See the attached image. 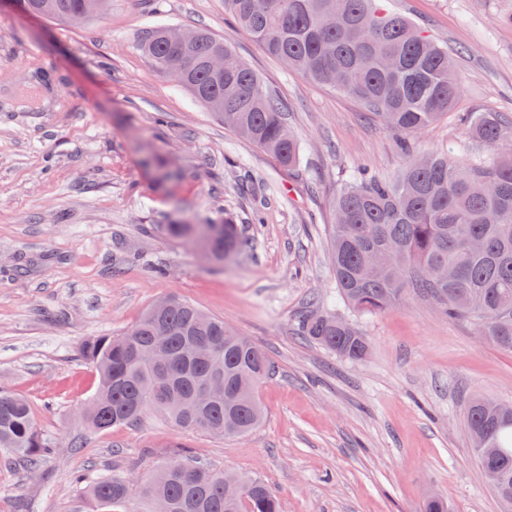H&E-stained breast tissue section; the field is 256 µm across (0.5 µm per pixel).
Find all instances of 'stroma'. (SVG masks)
I'll return each mask as SVG.
<instances>
[{"label": "stroma", "instance_id": "1", "mask_svg": "<svg viewBox=\"0 0 512 512\" xmlns=\"http://www.w3.org/2000/svg\"><path fill=\"white\" fill-rule=\"evenodd\" d=\"M454 60L453 109L400 137L353 97L288 72L224 0H112L75 27L0 7V389L26 397L50 451L37 468L0 452V512H104L85 486L118 479L138 495L183 447L244 471L282 512H502L473 457L472 397L512 402V354L418 297L361 315L336 296L329 257L341 171L388 180L401 140L470 163L487 156L463 122L512 116V0H385ZM154 25L201 27L233 46L281 100L301 166L225 129L138 45ZM181 168L162 185L146 154ZM232 217L224 264L158 232ZM176 295L249 336L271 358L251 433L216 436L148 411L133 425L83 427L98 376L80 355ZM331 312L370 340L349 360L298 336L299 314Z\"/></svg>", "mask_w": 512, "mask_h": 512}]
</instances>
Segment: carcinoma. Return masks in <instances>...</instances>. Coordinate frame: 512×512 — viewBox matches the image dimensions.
I'll return each mask as SVG.
<instances>
[{
    "label": "carcinoma",
    "instance_id": "carcinoma-1",
    "mask_svg": "<svg viewBox=\"0 0 512 512\" xmlns=\"http://www.w3.org/2000/svg\"><path fill=\"white\" fill-rule=\"evenodd\" d=\"M25 12L82 23L108 0H14ZM240 26L284 67L359 99L395 131L418 133L447 113L460 92L448 49L378 0H225ZM172 28L147 29L140 47L148 62L188 89L224 128L273 155L284 167L300 161L284 108L235 51L203 28L179 44ZM473 140L492 156L457 164L446 154L407 155L388 182L351 170L341 177L334 204L330 251L337 294L360 314L388 311L411 294L426 296L448 318L468 322L488 343L512 353V119L474 112L466 119ZM163 230L223 263L241 246L239 227L165 224ZM300 335L337 356L362 358L369 346L360 330L339 318L302 313ZM98 374L83 421L105 431L133 425L149 410L178 428L217 436L243 435L263 418L256 387L274 372L266 352L224 320L176 296L163 312L149 307L136 324L82 347ZM224 389L202 407L199 387L213 368ZM465 421L481 472L512 512V413L495 401L472 398ZM49 444L28 400L0 391V449L37 465ZM502 448L485 456L482 448ZM97 501L123 512H280L276 495L258 478L176 454L132 498L120 480L92 483Z\"/></svg>",
    "mask_w": 512,
    "mask_h": 512
}]
</instances>
